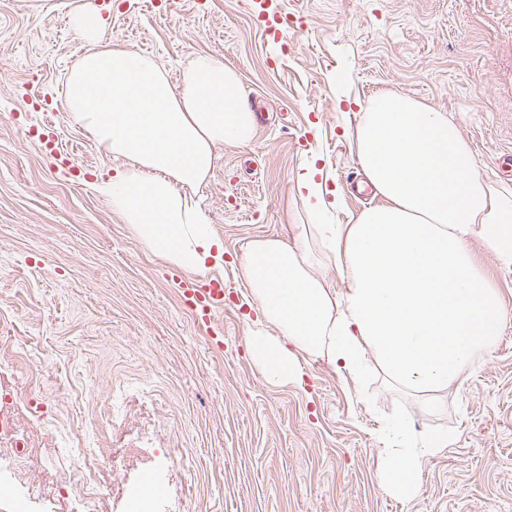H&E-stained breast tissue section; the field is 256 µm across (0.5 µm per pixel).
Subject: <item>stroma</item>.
Returning a JSON list of instances; mask_svg holds the SVG:
<instances>
[{"mask_svg":"<svg viewBox=\"0 0 512 512\" xmlns=\"http://www.w3.org/2000/svg\"><path fill=\"white\" fill-rule=\"evenodd\" d=\"M249 0H112L104 40L154 58L179 83L199 53L241 75L257 116L253 141L217 145L197 197L224 242L219 270L235 303L224 348L209 349L174 270L153 256L98 193L120 162L73 124L66 78L93 50L73 27L89 0H0V376L24 369L27 401L57 433L50 467L78 474V445L105 443L98 401L115 399L126 437L139 397L164 408L145 438L165 486L157 512H512V265L469 243L498 290L500 333L429 410L422 396L367 369L354 389L334 366L301 358L298 382L269 384L248 352L254 310L237 274L247 243L294 242L311 223L294 190L316 161L344 190L334 223L377 196L346 192L359 167L360 107L383 92L457 122L482 177L512 186V0H285L307 25L266 41ZM52 124L86 170L76 180L38 148ZM403 416L412 440L450 437L424 465L418 499L382 490L380 435Z\"/></svg>","mask_w":512,"mask_h":512,"instance_id":"stroma-1","label":"stroma"}]
</instances>
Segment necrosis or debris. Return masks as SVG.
Returning <instances> with one entry per match:
<instances>
[{
    "label": "necrosis or debris",
    "instance_id": "4bbe7bcc",
    "mask_svg": "<svg viewBox=\"0 0 512 512\" xmlns=\"http://www.w3.org/2000/svg\"><path fill=\"white\" fill-rule=\"evenodd\" d=\"M36 418L35 411L20 402L16 377L1 380L0 469H7L15 491H0V512H112L111 497L97 492L98 486L112 481L103 450L85 456L82 487H75L67 473L37 477L54 439Z\"/></svg>",
    "mask_w": 512,
    "mask_h": 512
}]
</instances>
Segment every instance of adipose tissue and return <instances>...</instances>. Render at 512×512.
Listing matches in <instances>:
<instances>
[{"label": "adipose tissue", "instance_id": "ef3b65f1", "mask_svg": "<svg viewBox=\"0 0 512 512\" xmlns=\"http://www.w3.org/2000/svg\"><path fill=\"white\" fill-rule=\"evenodd\" d=\"M75 29L98 48L71 70V120L124 167L97 188L130 234L154 256L188 273L222 265L224 243L194 191L210 177L214 147L245 145L255 115L240 74L202 53L180 85L151 58L102 40L98 11L83 8ZM355 159L381 199L352 224H301L297 242H248L240 273L257 318L248 326L254 364L273 385L297 381L299 355L328 360L361 385L365 364L411 392L448 390L501 328L497 290L469 242L479 238L512 261V187L482 178L455 122L418 100L385 93L369 100L355 128ZM315 163L297 173L305 208H340ZM333 265L343 293L314 271ZM377 469L382 489L405 500L418 474L446 447V434L415 442L403 418L386 426Z\"/></svg>", "mask_w": 512, "mask_h": 512}]
</instances>
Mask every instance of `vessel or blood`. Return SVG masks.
I'll return each mask as SVG.
<instances>
[{
	"label": "vessel or blood",
	"instance_id": "b4317fda",
	"mask_svg": "<svg viewBox=\"0 0 512 512\" xmlns=\"http://www.w3.org/2000/svg\"><path fill=\"white\" fill-rule=\"evenodd\" d=\"M249 11L255 25L270 41H279L291 19L283 0H249ZM40 149L57 156L61 169H72L71 155L60 153L57 135L52 127H45L39 138ZM180 295L194 322L204 328L215 348L224 346L225 285L220 277L180 278Z\"/></svg>",
	"mask_w": 512,
	"mask_h": 512
}]
</instances>
